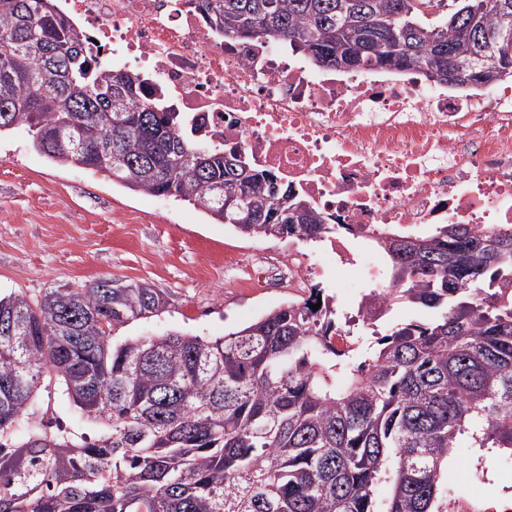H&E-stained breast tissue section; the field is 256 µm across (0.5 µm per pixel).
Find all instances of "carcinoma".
<instances>
[{
	"label": "carcinoma",
	"instance_id": "obj_1",
	"mask_svg": "<svg viewBox=\"0 0 512 512\" xmlns=\"http://www.w3.org/2000/svg\"><path fill=\"white\" fill-rule=\"evenodd\" d=\"M196 3L218 32L285 42L317 67L419 70L441 85L474 62L468 88L512 80V0H452L445 13L443 0ZM91 62L52 0H0V135L26 128L53 163L187 202L243 236L360 234L241 152L186 139L180 113L139 103L152 89L138 75H95ZM371 240L392 275L363 297V323L397 303L437 314L360 357L336 344L316 287L215 340L118 339L167 306L145 282L0 295V512H448L444 465L460 437L512 451V230L433 224ZM42 388L102 433L35 422L8 444Z\"/></svg>",
	"mask_w": 512,
	"mask_h": 512
}]
</instances>
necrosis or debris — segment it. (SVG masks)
<instances>
[{"label":"necrosis or debris","instance_id":"obj_1","mask_svg":"<svg viewBox=\"0 0 512 512\" xmlns=\"http://www.w3.org/2000/svg\"><path fill=\"white\" fill-rule=\"evenodd\" d=\"M200 142L242 152L328 223L366 234L512 225V84L452 94L418 75L311 69L287 45L218 34L195 0H53Z\"/></svg>","mask_w":512,"mask_h":512}]
</instances>
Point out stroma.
<instances>
[{"label": "stroma", "instance_id": "1", "mask_svg": "<svg viewBox=\"0 0 512 512\" xmlns=\"http://www.w3.org/2000/svg\"><path fill=\"white\" fill-rule=\"evenodd\" d=\"M368 241L333 262L326 243L250 238L214 224L193 205L132 192L90 170L59 166L35 151L26 130L0 136V292L36 298L46 289L101 278L146 282L168 300L164 313L131 322L125 337L170 332L208 339L241 327L304 294L291 285L289 259L305 260L311 285L354 319L371 289L390 284L384 255ZM375 261L376 280L366 276ZM34 420L97 438L100 424L80 416L57 391H38ZM512 498V453L468 443L448 454V505L466 508Z\"/></svg>", "mask_w": 512, "mask_h": 512}]
</instances>
